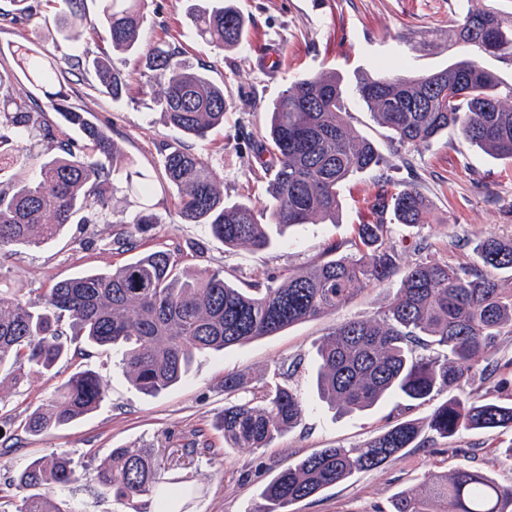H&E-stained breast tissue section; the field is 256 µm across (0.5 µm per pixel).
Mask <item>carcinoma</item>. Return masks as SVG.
I'll use <instances>...</instances> for the list:
<instances>
[{"label":"carcinoma","instance_id":"carcinoma-1","mask_svg":"<svg viewBox=\"0 0 512 512\" xmlns=\"http://www.w3.org/2000/svg\"><path fill=\"white\" fill-rule=\"evenodd\" d=\"M11 16L27 19L57 0H10ZM58 32L80 40L85 30L103 27L112 53L144 50L152 92L166 123L203 140L224 125L230 104L214 83L168 46L139 42L148 0H101L97 19H87L84 0H62ZM454 25L455 44L468 55L446 68L417 78L382 73L354 85L335 72L293 79L273 102L268 137L257 146L274 159L267 203L260 209L224 200L217 170L183 142L165 146L162 177L174 189L177 217L206 224L224 247L264 249L268 225L281 229L335 218L340 185L350 176L381 169L373 141L345 119L344 99L362 101L391 139L407 147L429 145L454 128L497 159H512V85L503 84L482 64L494 57L512 63V13L497 0H463ZM196 34L224 50L239 48L249 19L234 0H184ZM16 63L45 101H25L8 92L10 77L0 72V252L11 246H38L69 224L112 223V181L126 170L125 189L141 199L135 233H117L109 245L137 248L135 234L158 223L150 200L149 176L135 170L109 132L86 112L67 104L63 82L86 65L76 57L56 59L19 46ZM92 66L100 86L117 98L129 77L112 57ZM446 89L457 90L453 98ZM53 111L60 124L43 119ZM37 140L44 159L34 178L7 177L4 146L18 160ZM370 206L375 221L356 227V252L327 245L313 266L283 278L231 285L206 268L183 266L169 251L157 250L105 272L84 273L55 283L43 295L25 299L0 287V388L30 373L45 374L69 354L68 334L87 346L119 348L122 367L144 394L160 393L179 382L204 354L273 336L296 324L335 312L369 288L392 291L388 302L366 319L336 324L316 348V391L327 405L343 411L369 410L388 398L425 403L446 393L426 424L404 420L363 448H322L276 473L264 486L258 512H290L289 506L399 457L415 447L424 428L442 438L481 429H512V402L485 401L467 389L475 369L492 380L512 361L495 358L502 337L512 335V243L484 238L473 248L474 265L438 262L401 264L404 244L391 240L390 225L416 227L429 221L428 204L412 183L396 185L380 175ZM398 287L390 289L393 281ZM108 385L91 369L73 371L48 399L21 422L39 435L71 425L98 410ZM305 402L296 389L277 384L255 399L224 406L217 429L228 448H265L275 436L297 426ZM78 480L67 453L30 460L0 483V500L14 512H77L55 489ZM100 494L143 512H178L193 488L166 476L154 449L113 448L95 467ZM391 512H512V486L468 466L446 477L432 476L397 495Z\"/></svg>","mask_w":512,"mask_h":512}]
</instances>
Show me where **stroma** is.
Wrapping results in <instances>:
<instances>
[{"mask_svg":"<svg viewBox=\"0 0 512 512\" xmlns=\"http://www.w3.org/2000/svg\"><path fill=\"white\" fill-rule=\"evenodd\" d=\"M251 21L243 46L221 50L201 41L180 0H149L142 40L179 48L183 58L205 69L230 95L222 127L189 146L220 175L224 198L262 206L266 179L255 157L256 142L268 126L267 105L289 82L303 74L336 70L346 79L389 69L406 76L428 74L448 66L453 25L459 0H237ZM436 31L429 49L416 47L420 32ZM102 37L72 42L62 38L52 13L43 12L17 23L0 21V71L12 74L9 87L17 97L36 96L12 52L26 45L47 55H98ZM280 45L282 55L265 69L258 47ZM131 83L121 98L100 91L94 70L71 77L66 85L72 106L92 113L107 127L125 156L160 177L159 149L175 139L153 96L142 94L141 77L149 62L144 53L115 56ZM352 127L378 146L391 181L413 182L425 197L430 217L418 229L427 247L406 251L404 263L419 260L473 262L475 244L487 236L512 241V161L492 158L457 132L441 136L431 146L402 148L394 144L355 97H347ZM377 187L374 175L351 176L340 187L335 222L302 224L272 231L264 250L225 249L208 225L185 224L174 213L173 193L156 188L152 204L160 222L142 241V251L167 250L187 264L220 272L237 286L270 276H286L322 257L330 242L354 249V227L369 223V203ZM114 214L108 224H71L63 234L37 247L17 246L0 253V278L27 297L41 295L56 282L85 272L104 271L131 260V253L112 250L114 233L139 210L138 199L124 188L112 197ZM389 299L386 290L371 288L352 304L288 328L277 335L236 347L229 352L196 359L182 381L155 395L137 390L127 379L118 349H94L79 355L83 343L72 338L76 356L62 362L55 377L33 374L19 386L0 390V435L17 439L18 449L0 457V480L29 458L68 452L81 468L78 484L62 489L78 512H123L112 500L97 496L89 455L104 458L113 448L147 447L158 455L179 457L195 448L193 462L169 476L195 489L186 512H256L260 493L284 466L323 448H360L383 430L407 419L424 420L432 403L413 407L394 400L362 412L341 413L319 401L313 391L315 347L336 323L372 315ZM87 366L108 383L100 409L78 422L37 436L19 432L22 418L51 395L74 366ZM242 375L247 391L259 393L264 384L282 382L296 388L308 409L299 425L278 435L268 447L236 450L225 447L216 421L229 400L224 376ZM512 445V431L476 430L449 440L437 438L406 449L397 460L360 472L346 481L292 505L291 512H389L392 496L421 485L430 475L452 473L466 464L501 484L512 485V466L502 465L499 451Z\"/></svg>","mask_w":512,"mask_h":512,"instance_id":"1","label":"stroma"}]
</instances>
